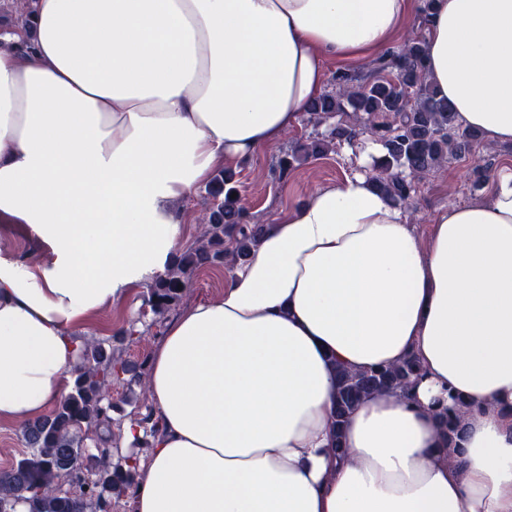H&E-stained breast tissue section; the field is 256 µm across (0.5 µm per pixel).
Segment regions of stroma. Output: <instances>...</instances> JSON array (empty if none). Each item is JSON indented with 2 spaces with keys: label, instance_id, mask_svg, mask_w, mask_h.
Here are the masks:
<instances>
[{
  "label": "stroma",
  "instance_id": "1",
  "mask_svg": "<svg viewBox=\"0 0 512 512\" xmlns=\"http://www.w3.org/2000/svg\"><path fill=\"white\" fill-rule=\"evenodd\" d=\"M311 131V126L299 124L274 145L259 148L241 167L239 181L242 201L253 213L257 223H275L309 193L361 171L359 154L340 147L336 152L309 160L291 170L283 179H272V165L297 142L305 140ZM482 149V143H474L459 158L435 169L418 185L416 208L411 222L420 242L428 241L431 230L429 220L437 210L477 199L478 194L472 189L475 179L473 169L479 162ZM48 252V245L28 225L0 223L1 256L36 265L46 258ZM230 277V272L221 265L201 270L192 288L173 308V315H181L198 302L220 299ZM147 295V288L139 287L132 289L126 297L104 305L81 328V335L111 339L113 346L123 350L125 359L131 365L151 360L164 334L163 328H152L149 334L134 343L123 338V332L129 324L139 319ZM111 398L114 419L124 423L134 420L138 411L151 403L149 381L144 378L128 386L114 384Z\"/></svg>",
  "mask_w": 512,
  "mask_h": 512
}]
</instances>
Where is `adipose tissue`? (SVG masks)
I'll return each mask as SVG.
<instances>
[{
    "label": "adipose tissue",
    "mask_w": 512,
    "mask_h": 512,
    "mask_svg": "<svg viewBox=\"0 0 512 512\" xmlns=\"http://www.w3.org/2000/svg\"><path fill=\"white\" fill-rule=\"evenodd\" d=\"M412 3L34 0L29 29H0V223L51 246L0 257V420L61 400L77 330L175 258L185 201L304 116L325 60L382 54ZM425 50L459 123L512 145V0H437ZM411 353L420 381L334 434L338 366ZM149 392L164 431L135 512H512V163L425 246L365 174L310 193L168 325ZM438 417L442 430L448 440V448L452 445H456V438L458 437L459 432L458 421L461 417L460 409L455 407H444L438 413Z\"/></svg>",
    "instance_id": "1"
}]
</instances>
